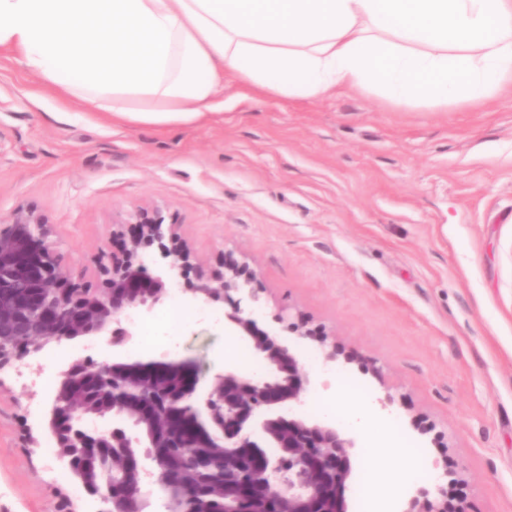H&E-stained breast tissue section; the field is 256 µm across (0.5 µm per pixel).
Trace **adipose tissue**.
<instances>
[{"mask_svg": "<svg viewBox=\"0 0 512 512\" xmlns=\"http://www.w3.org/2000/svg\"><path fill=\"white\" fill-rule=\"evenodd\" d=\"M0 51L128 125L201 121L228 73L444 109L512 90V0H0Z\"/></svg>", "mask_w": 512, "mask_h": 512, "instance_id": "ef3b65f1", "label": "adipose tissue"}]
</instances>
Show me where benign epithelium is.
Returning a JSON list of instances; mask_svg holds the SVG:
<instances>
[{
	"mask_svg": "<svg viewBox=\"0 0 512 512\" xmlns=\"http://www.w3.org/2000/svg\"><path fill=\"white\" fill-rule=\"evenodd\" d=\"M129 240L99 268L101 287L85 281L86 272L62 264L50 225L36 211L17 210L0 219V375L30 366L50 343L106 336L112 347L130 343L122 320L145 319L163 304L168 286L195 270L196 282L184 288L191 307L221 304L224 335L250 344L273 375L243 373L233 366L199 391L201 373L187 362H116L79 358L62 373L49 430L59 448H77L84 457L102 448H131L112 474V494L89 492L106 505L100 512H127L142 496L145 477L176 483L172 463L177 449L224 444V512H348L346 492L352 477L351 449L356 440L336 423L307 421L305 403L312 379L301 354L278 333L260 326L264 289L256 273L231 250L220 269L191 263V252L176 219L165 222L157 207L130 217ZM285 330L317 344L323 364L339 357L349 363L336 339L323 331L288 325ZM112 416V429H90L87 421ZM455 478L429 490L408 491L403 512H461Z\"/></svg>",
	"mask_w": 512,
	"mask_h": 512,
	"instance_id": "1",
	"label": "benign epithelium"
}]
</instances>
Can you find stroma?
<instances>
[{
	"instance_id": "obj_1",
	"label": "stroma",
	"mask_w": 512,
	"mask_h": 512,
	"mask_svg": "<svg viewBox=\"0 0 512 512\" xmlns=\"http://www.w3.org/2000/svg\"><path fill=\"white\" fill-rule=\"evenodd\" d=\"M222 113L192 126L118 125L66 104L0 54V217L33 209L70 265L99 282L126 220L142 206L175 217L193 263L244 258L264 314L324 330L351 363L304 347L322 415L390 388L388 425L418 457L369 449L357 430L356 512L369 473L434 489L453 471L467 512H512V93L475 108L395 104L343 90L312 98L250 94L225 78ZM159 307L136 329V356L224 370V310L185 308L174 342ZM83 337L41 352V384L0 388V512H99L48 429L59 375L102 358ZM430 426L419 435L414 423ZM32 427L39 441L26 447Z\"/></svg>"
}]
</instances>
